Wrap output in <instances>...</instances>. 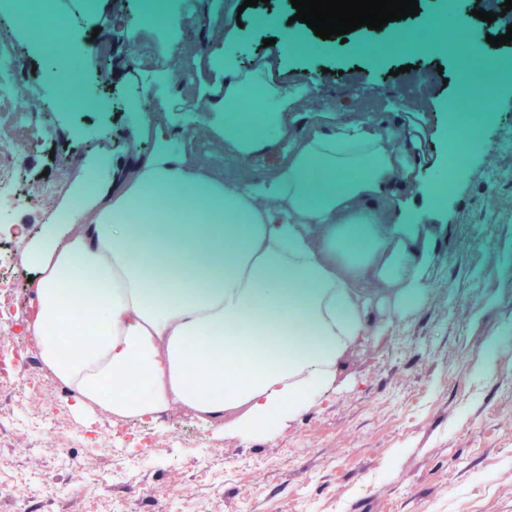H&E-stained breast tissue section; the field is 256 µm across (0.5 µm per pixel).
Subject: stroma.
I'll list each match as a JSON object with an SVG mask.
<instances>
[{"mask_svg":"<svg viewBox=\"0 0 512 512\" xmlns=\"http://www.w3.org/2000/svg\"><path fill=\"white\" fill-rule=\"evenodd\" d=\"M141 0H44L46 11L68 14L70 39L95 40L81 79L96 76L108 58L110 79L101 103L82 112H45L54 134L50 144L29 152L14 170L18 186L55 172L59 159L73 157L69 179L84 176L99 145L97 130L109 120L112 132L130 122L119 105L129 69L123 41L140 23ZM512 18L471 24L456 47L443 55L407 56L387 51L383 32L357 29L323 56L287 57L289 70L308 69L326 90L336 72L355 71L366 92L347 106L382 116L397 103L433 122L444 119L458 79L480 83L481 67H468L471 46H485L487 65L512 60L508 46L486 47L487 37L505 34ZM365 42L386 51L387 62L367 67L350 46ZM401 70L393 81L392 70ZM512 132V94L497 103L494 119L462 165L447 213L434 240L431 300L406 321L376 312L361 345L343 362L341 384L271 437H228L224 449L199 464L194 449H158L155 460L135 464L105 481L116 465L111 455L63 460L46 448L22 452L18 442L30 420L28 403L9 401L16 426L0 430V485L18 494L46 478L50 487L33 504L37 512H512V149L500 146ZM0 272L11 278L16 318L34 300L32 269L14 236L0 244ZM65 424L89 436L118 441L123 429L109 416L76 413L57 392ZM235 467H226L225 456ZM98 481L94 498L80 484ZM165 488L164 497L140 496Z\"/></svg>","mask_w":512,"mask_h":512,"instance_id":"1","label":"stroma"}]
</instances>
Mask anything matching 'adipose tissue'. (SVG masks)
<instances>
[{"instance_id": "ef3b65f1", "label": "adipose tissue", "mask_w": 512, "mask_h": 512, "mask_svg": "<svg viewBox=\"0 0 512 512\" xmlns=\"http://www.w3.org/2000/svg\"><path fill=\"white\" fill-rule=\"evenodd\" d=\"M237 9L236 0L192 4L197 20L224 33L223 45L196 57L208 76L197 131L236 164L280 151L272 174L232 177L173 148L165 115L180 74L165 66L154 84L129 79L128 111L148 97L156 114L96 152L97 166L121 180L74 184L63 219L25 245L37 302L24 332L78 413L129 422L182 411L228 436L273 434L335 393L341 361L368 336L374 310L390 307L403 320L432 297L435 227L423 217L440 213L458 182L468 115L489 121L512 87L470 91L464 113L443 105L429 157L420 118L408 113L311 120L300 131L294 117L312 78H285L282 61L324 54L327 41L262 14L257 25L279 26V40L262 64L239 68ZM468 24L430 15L420 34L392 28L387 40L441 54ZM20 31L61 86L51 108L70 111L80 79L60 60L83 62L88 44L48 40L37 17ZM246 102L264 115L247 136ZM142 138L151 142L144 156ZM70 330L77 347L65 350L53 338Z\"/></svg>"}]
</instances>
